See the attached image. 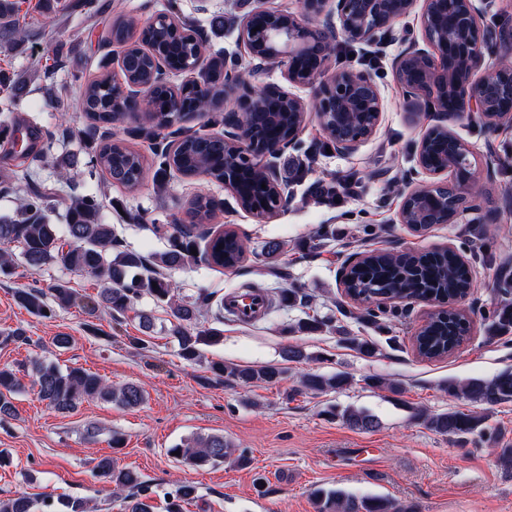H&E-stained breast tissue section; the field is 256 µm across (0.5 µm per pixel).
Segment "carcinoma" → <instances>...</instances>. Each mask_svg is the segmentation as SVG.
Wrapping results in <instances>:
<instances>
[{"label":"carcinoma","mask_w":512,"mask_h":512,"mask_svg":"<svg viewBox=\"0 0 512 512\" xmlns=\"http://www.w3.org/2000/svg\"><path fill=\"white\" fill-rule=\"evenodd\" d=\"M17 11L15 0H0V40L9 38L16 43L24 40V31L14 20ZM184 35H176L162 25L149 30L148 40L154 52L165 57L169 65L182 69L195 63L203 49L202 40L192 30L191 23L182 22ZM138 30L135 21L122 20L111 30L110 38L118 43L131 40ZM207 69L213 74L209 92L197 93L178 87V93L156 84L153 57L132 51L127 56L125 79L128 82L154 84L150 101L159 107L153 113L150 125L136 128L138 137L151 142L158 166L152 175L154 191L166 193L169 176L177 172L184 176L206 174L212 181L224 182L228 172L243 181H251L259 187L263 183L260 169L243 157L225 154L224 140L205 129L182 130L181 139L174 150L164 141L170 128L185 108H194L199 114L208 115L207 98L224 93V59H212ZM124 104L121 87L111 77L101 76L86 82L76 108L84 112L94 123L112 124L123 118ZM262 132L274 131L280 139L288 138V116L282 112H261L253 117ZM57 176L73 181L78 173V159L74 154L55 158ZM89 173L100 172L114 184L127 189L138 187L146 178L143 158L140 154L115 143L98 144L85 163ZM49 194L40 186H32L22 200L16 215L0 217V271L5 272L15 264V258L34 270L56 263L72 272L93 275L100 284V291L91 299V311L104 310L111 314H123L133 300L148 296L164 304L174 320L173 334L178 341L179 356L192 362L200 357L202 349L214 346L223 338V330L200 326V318L217 308H224L223 299L215 293L203 290L196 296L185 298L177 293V286L167 276V271L185 266L196 259L191 249L198 248V240L206 241L202 257L211 265L232 269L244 258L245 245L234 230L209 234L200 227L214 216L215 203L206 196H198L189 208L192 222L174 223L169 237V247L147 259L137 251L123 249L116 240L112 225L102 220L101 203L93 196L69 198L65 203L63 224H52L48 219ZM19 253H14L13 249ZM348 293L375 303L374 296L381 295L393 303L410 302L424 296L448 300L456 299L473 289V281L459 263L456 253L442 251L431 256H403L388 253H370L363 265L351 270L346 284ZM54 305L45 301V294L38 288H20L14 293L16 304L36 318L54 314V307L71 306L74 295L63 283L52 288ZM466 316H448L442 312L430 317L416 336V347L425 359H441L452 353L463 340ZM512 333V303L503 304L487 326V340L493 341ZM283 358L288 362L301 363L312 359L299 345L283 348ZM213 374L237 385L277 382L283 371L268 365L259 368L226 365L214 362ZM31 374L37 393L47 405L62 412H69L85 399H99L124 408H135L147 400L145 389L137 383L116 386L101 376L84 368L72 367L65 371L52 363L35 362ZM303 391L320 395L342 390L349 384L345 372L329 375L306 372L301 376ZM21 388L17 370L0 368V414L12 415L11 400ZM445 391L471 403L496 405L512 401V370L504 371L491 379L471 378L465 381L450 380ZM415 416L431 430L465 441L471 437H484L490 432L488 417L476 412L444 410L428 413L419 410ZM351 427L372 430L379 426L378 419L365 411L345 409L341 413ZM178 455H173V452ZM233 454L224 436L211 434L196 436L167 449V455L186 466L197 467L218 464ZM94 476L113 491L125 493V512H155V506L142 496L141 475L131 469L116 466L110 456L95 459ZM196 497V486L186 483L180 486L174 500L168 503V512H180V503ZM318 512H403L401 505L376 496H356L343 489L318 490L315 493ZM37 501L26 495L0 497V512H35Z\"/></svg>","instance_id":"cac0c4a2"}]
</instances>
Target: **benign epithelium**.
Listing matches in <instances>:
<instances>
[{
	"label": "benign epithelium",
	"mask_w": 512,
	"mask_h": 512,
	"mask_svg": "<svg viewBox=\"0 0 512 512\" xmlns=\"http://www.w3.org/2000/svg\"><path fill=\"white\" fill-rule=\"evenodd\" d=\"M301 12L257 7L240 21L238 40L253 69H278L288 87L224 79V145L261 166L268 185L287 202L272 159L299 140L314 116L336 152L349 154L377 132L384 112L380 88L361 69L333 68L338 39L369 45L401 41L393 73L406 98L433 117L417 144V162L430 181L404 194L398 223L416 234L455 224L479 210L480 170L452 123L479 115L495 131L512 121V24L489 25L494 0H300ZM417 16L416 25L403 23ZM260 30H255V27ZM310 91V97L299 94ZM144 88L125 91L127 112H140ZM290 112L288 142H256L250 117Z\"/></svg>",
	"instance_id": "1"
}]
</instances>
